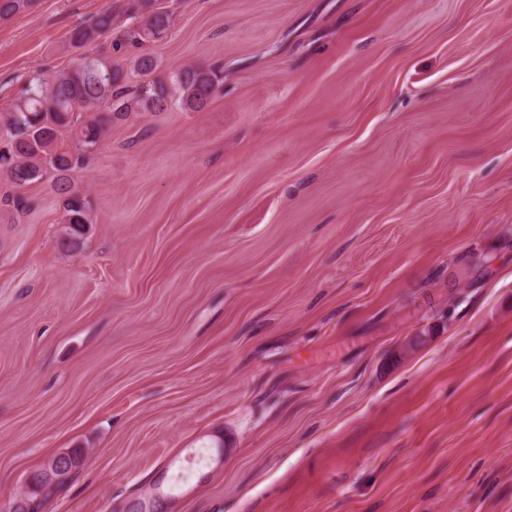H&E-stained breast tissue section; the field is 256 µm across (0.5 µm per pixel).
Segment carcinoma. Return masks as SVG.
Listing matches in <instances>:
<instances>
[{
	"label": "carcinoma",
	"mask_w": 512,
	"mask_h": 512,
	"mask_svg": "<svg viewBox=\"0 0 512 512\" xmlns=\"http://www.w3.org/2000/svg\"><path fill=\"white\" fill-rule=\"evenodd\" d=\"M32 0H0V19L27 10ZM106 8L75 28L71 43L76 48L89 45L104 34L113 35L116 50L131 48L132 70L150 73L157 61L144 51L146 43L163 37L170 17L150 0H126L115 21ZM130 74L112 56L80 55L71 65L53 73H42L26 84L24 93L0 113V170L16 187L40 181L56 173L59 190L66 194V240L84 234L90 219L86 195L73 189L70 173L82 168L105 140L112 116L130 112H151L174 101L188 110L202 108L224 81L218 67L188 66L170 73L168 80L140 91L128 85ZM67 136L70 145L63 146Z\"/></svg>",
	"instance_id": "1"
}]
</instances>
